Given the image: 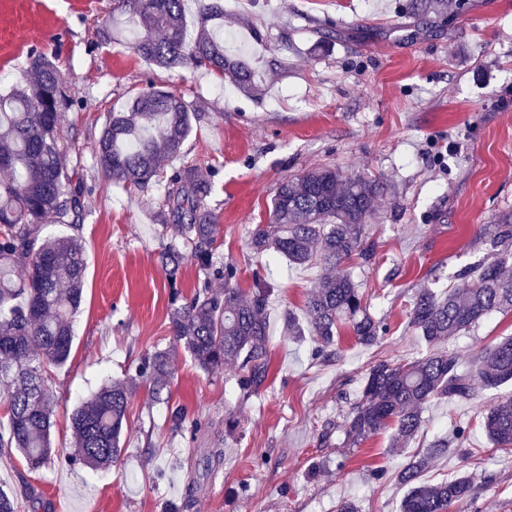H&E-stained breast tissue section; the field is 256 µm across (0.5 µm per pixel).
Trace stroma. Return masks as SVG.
Masks as SVG:
<instances>
[{
  "label": "stroma",
  "instance_id": "35a3bbf8",
  "mask_svg": "<svg viewBox=\"0 0 512 512\" xmlns=\"http://www.w3.org/2000/svg\"><path fill=\"white\" fill-rule=\"evenodd\" d=\"M407 0H224V30L265 63L248 94L216 73L149 65L102 30L113 0H0V92L16 84L31 56L58 67L68 99L62 134L69 168L83 185L84 220L47 224L49 237L80 235L87 269L68 361L53 371L49 466L29 470L0 450V490L19 512H396L407 492L400 460L422 452L442 428H469L464 456L442 457L422 473L436 484L470 476L469 512H512V453L479 426L492 392L440 402L418 436L393 454L390 431L345 447L343 420L375 361L410 359L425 348L407 326L421 287L447 288L457 271L492 253L486 230L512 216V0H448L442 15L406 12ZM183 95L206 121L182 161L208 174L206 207L220 225L216 258L233 265L240 288L256 276L275 285L269 301L271 369L258 392L240 390L241 371L197 367L176 346L170 311L198 288H222L194 263L169 281L158 261L178 226L162 190L104 186L93 152L109 112L149 86ZM322 166L386 180L367 233L369 264L348 263L381 343L349 336L337 358L289 336L323 270L286 267L255 254L249 235L268 221L278 183ZM512 336V312L497 313L452 342L462 359ZM170 354L169 400L155 401L135 369L155 351ZM131 379L122 452L105 470L69 463L71 413L103 384ZM187 418L176 425L174 407ZM42 493L24 496L25 484Z\"/></svg>",
  "mask_w": 512,
  "mask_h": 512
}]
</instances>
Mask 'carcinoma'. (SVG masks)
Masks as SVG:
<instances>
[{"label": "carcinoma", "instance_id": "carcinoma-1", "mask_svg": "<svg viewBox=\"0 0 512 512\" xmlns=\"http://www.w3.org/2000/svg\"><path fill=\"white\" fill-rule=\"evenodd\" d=\"M448 7L445 0H409L422 14ZM116 10L138 30L132 47L146 62L164 69L190 65L228 78L243 91L256 90L260 72L246 54L224 47V7L219 0H198L199 28L189 33L185 0H118ZM31 77L0 95V384L6 389L5 419H0V449L13 448L32 471L51 463L54 404L48 381L73 345V322L84 295L85 247L76 237L41 236L45 224L76 225L81 217V181L68 170V146L60 134L64 89L55 64L39 55ZM204 119L183 97L155 86L135 96L130 106L112 112L102 128L96 165L107 181L143 190L162 186V207L180 227V238L166 244L159 261L176 281L184 262H195L208 276L224 279V288L204 287L170 312L176 341L202 370L237 363L239 387L256 392L269 373L268 323L264 310L274 285L254 280L253 291L236 284V268L215 261L218 224L205 209L210 179L190 166L168 176L161 162L181 157V148ZM388 190L382 180L342 174L324 166L279 185L271 200L270 221L256 224L250 247L272 253L292 265L310 262L336 267L344 261L372 260L367 242L378 200ZM492 259L464 267L457 286L420 289L413 297L409 327L428 352L414 360H380L365 377L359 398L344 421L353 446L386 428L393 445H405L419 433L426 407L438 399L471 400L473 382L486 389L512 381V336L481 347L469 364L444 342L496 313L512 312V222L494 225ZM307 323L288 315V335L308 334L318 354L337 355L335 338L348 326L356 343L373 346L385 331L370 314L359 284L348 271L328 276L308 297ZM171 368L157 351L136 369L156 401L166 402ZM131 394L121 381L101 386L72 414L75 457L92 470L109 467L121 451L126 408ZM482 428L499 448L512 451V394L499 397L483 417ZM467 432L434 437L424 452L398 471L408 487L398 512H448L472 499L474 484L460 476L438 484L420 483L434 458L448 455Z\"/></svg>", "mask_w": 512, "mask_h": 512}]
</instances>
